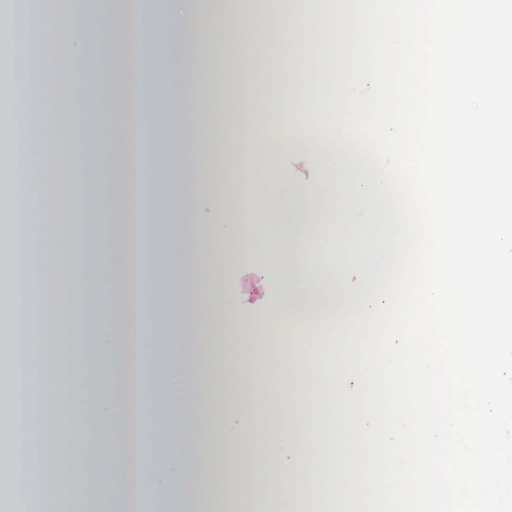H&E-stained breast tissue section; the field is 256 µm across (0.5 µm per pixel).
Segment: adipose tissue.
Returning <instances> with one entry per match:
<instances>
[{
    "mask_svg": "<svg viewBox=\"0 0 512 512\" xmlns=\"http://www.w3.org/2000/svg\"><path fill=\"white\" fill-rule=\"evenodd\" d=\"M269 0H212L203 25L200 0H12L0 13V254L12 275L0 285V512H189L181 495L215 477L222 512L254 495L280 503L284 487L320 503L351 500L356 470L345 464L355 426L348 334L375 294L387 262L391 213L378 173L333 126L338 68L318 46L337 47L336 15L316 21L295 9L268 21ZM226 51L218 72L181 55L187 37ZM301 57L322 87L297 82L257 100L237 90L259 70L239 43ZM80 67V111L70 108L67 65ZM206 83L199 97L197 83ZM223 131L198 152L221 150L231 187L203 191L204 172L173 180L146 157L173 128ZM115 182L99 190L104 171ZM287 198L272 241L255 235L254 187ZM360 210L336 239L335 273L312 246L327 212ZM209 228L202 243L201 228ZM94 239L93 248L82 243ZM277 252L283 307L266 311L268 256ZM58 270L54 281L42 271ZM206 268L219 298L208 316L224 330V355L197 336L190 268ZM302 324L294 335V324ZM336 342L323 347L319 325ZM289 356L263 357L272 328ZM206 413L212 437L186 423ZM107 420L93 453L79 434L89 416ZM267 443L257 444L258 428ZM287 436V448L274 440ZM321 458L325 467H312ZM94 487L92 499L84 489Z\"/></svg>",
    "mask_w": 512,
    "mask_h": 512,
    "instance_id": "ef3b65f1",
    "label": "adipose tissue"
}]
</instances>
